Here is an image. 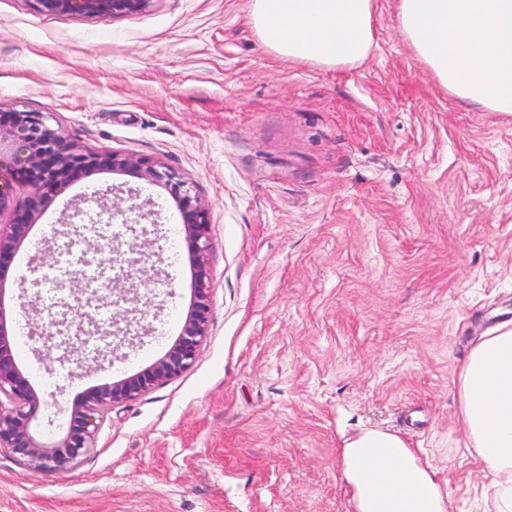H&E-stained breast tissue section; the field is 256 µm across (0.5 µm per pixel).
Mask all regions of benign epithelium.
<instances>
[{
    "instance_id": "benign-epithelium-1",
    "label": "benign epithelium",
    "mask_w": 512,
    "mask_h": 512,
    "mask_svg": "<svg viewBox=\"0 0 512 512\" xmlns=\"http://www.w3.org/2000/svg\"><path fill=\"white\" fill-rule=\"evenodd\" d=\"M150 0H36L44 13H80L96 15L110 13L127 15L143 11ZM101 169L130 177L136 181L162 186L174 199L181 216L184 241L189 260L195 270L194 301L183 321L177 340L162 358L126 378L95 386L63 410L68 415L67 431L47 439L38 435L32 423L36 420L43 400L31 385L16 361L12 335L7 326L6 310L0 297V395L9 406L0 403V450H5L38 473L71 471L95 447L96 435L105 411L128 404L154 387L180 377L196 361L208 336L211 281L205 262L209 245L210 211L193 192L191 186L175 171L150 158L130 153H98L83 151L68 140L60 128L51 124L44 112H28L0 106V217L8 215L7 224L0 227V294L3 293L4 268L28 239L37 217L51 204L53 196L64 191L73 173L82 170L92 174ZM16 182H28L45 191L18 203L13 198ZM99 220L110 224L117 218L132 233L133 239L147 237L150 230L128 224L126 209L120 203L107 204L94 199ZM85 226L76 223L60 234L79 237L87 244L102 268L112 267V255L104 254L99 240L84 234ZM18 308L35 312L39 323L36 334L53 339L57 326L55 314L29 299L24 282Z\"/></svg>"
}]
</instances>
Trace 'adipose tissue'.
Listing matches in <instances>:
<instances>
[{"instance_id": "1", "label": "adipose tissue", "mask_w": 512, "mask_h": 512, "mask_svg": "<svg viewBox=\"0 0 512 512\" xmlns=\"http://www.w3.org/2000/svg\"><path fill=\"white\" fill-rule=\"evenodd\" d=\"M374 0H251L249 23L274 55L338 68L363 60ZM398 25L417 57L459 100L512 112V0H398ZM467 441L492 473L496 512H512V329L481 338L457 379ZM356 512H452L432 470L397 435L366 430L342 450Z\"/></svg>"}]
</instances>
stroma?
<instances>
[{"instance_id": "stroma-1", "label": "stroma", "mask_w": 512, "mask_h": 512, "mask_svg": "<svg viewBox=\"0 0 512 512\" xmlns=\"http://www.w3.org/2000/svg\"><path fill=\"white\" fill-rule=\"evenodd\" d=\"M249 9L151 0L88 16L0 0V103L192 183L210 208L211 280L192 368L106 411L72 471L0 452V512H355L340 450L366 429L399 436L453 512H491L456 381L480 336L512 327V115L452 96L401 35L397 0H375L368 56L336 69L269 52ZM125 181L75 174L0 295L48 438L77 396L163 357L193 301L179 211L144 184L164 238L114 270L138 291L123 305L134 339L94 338L64 362L32 337L19 279L64 272L44 238L71 203Z\"/></svg>"}]
</instances>
